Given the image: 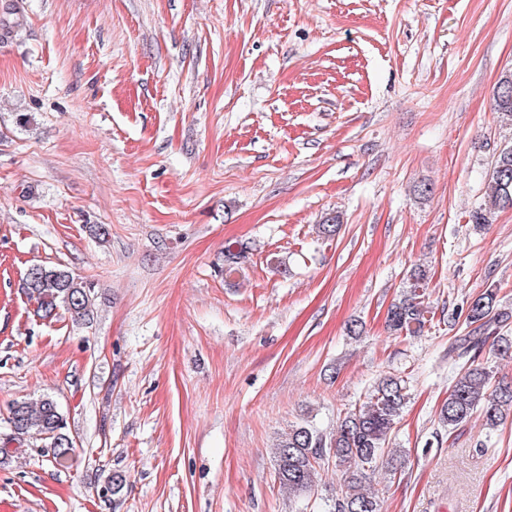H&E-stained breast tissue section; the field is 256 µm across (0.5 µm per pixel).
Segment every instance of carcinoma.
Returning <instances> with one entry per match:
<instances>
[{
  "instance_id": "cac0c4a2",
  "label": "carcinoma",
  "mask_w": 512,
  "mask_h": 512,
  "mask_svg": "<svg viewBox=\"0 0 512 512\" xmlns=\"http://www.w3.org/2000/svg\"><path fill=\"white\" fill-rule=\"evenodd\" d=\"M494 110L504 123H512V73L503 77L494 97ZM489 194L485 204L472 213L475 224L486 223L489 210L512 209V145L504 147L492 162L488 173ZM342 226L337 214L325 216L318 232L335 237ZM428 276L416 267L407 276L405 291L387 310L386 326L395 336L414 337L430 322ZM22 288L37 302V311L52 318L64 310L75 324L90 320L94 305V285L59 267L30 266ZM509 318L497 308V293L487 290L473 298L465 315L470 331L448 343V363L458 372L440 409V420L450 429L467 423L480 413L485 425L494 428L512 412V385L493 391L489 359L482 357L486 336L496 333L499 324ZM408 398L405 381L385 375L376 381L359 406L338 418L336 428L325 433L310 422L292 425L276 444L275 470L283 492L292 498H305L314 491L321 464L330 462L341 473L346 491L335 500L329 512H381L374 491L366 488L369 475L386 461L394 467L400 457L389 448L396 419ZM8 424L13 439L37 436L45 447L55 450L53 459L69 460L74 443L66 432V419L56 400L45 395L36 402H16L10 409Z\"/></svg>"
}]
</instances>
